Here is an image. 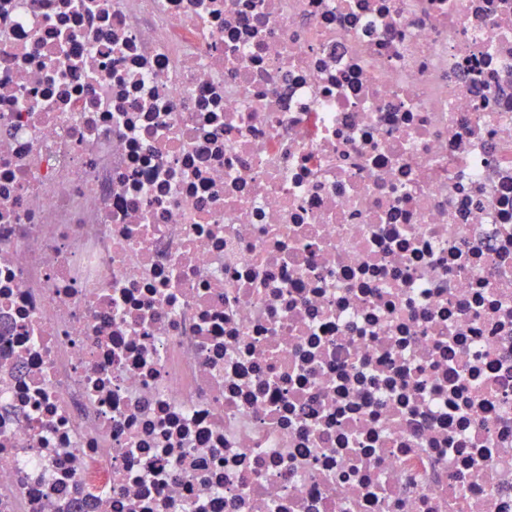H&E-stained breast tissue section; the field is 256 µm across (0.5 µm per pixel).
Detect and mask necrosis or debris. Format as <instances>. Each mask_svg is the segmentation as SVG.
<instances>
[{
  "mask_svg": "<svg viewBox=\"0 0 512 512\" xmlns=\"http://www.w3.org/2000/svg\"><path fill=\"white\" fill-rule=\"evenodd\" d=\"M0 512H512V0H0Z\"/></svg>",
  "mask_w": 512,
  "mask_h": 512,
  "instance_id": "1",
  "label": "necrosis or debris"
}]
</instances>
